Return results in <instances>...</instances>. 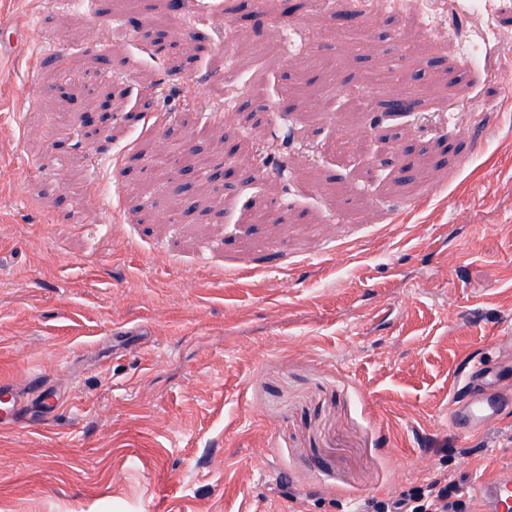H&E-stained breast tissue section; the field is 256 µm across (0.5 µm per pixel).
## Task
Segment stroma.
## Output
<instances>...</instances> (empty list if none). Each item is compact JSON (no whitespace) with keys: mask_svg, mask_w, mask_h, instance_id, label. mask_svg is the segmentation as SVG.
<instances>
[{"mask_svg":"<svg viewBox=\"0 0 512 512\" xmlns=\"http://www.w3.org/2000/svg\"><path fill=\"white\" fill-rule=\"evenodd\" d=\"M0 13V379L58 395L0 429V512H353L512 464V411L447 420L512 334V0ZM181 147L207 169L158 182Z\"/></svg>","mask_w":512,"mask_h":512,"instance_id":"obj_1","label":"stroma"}]
</instances>
